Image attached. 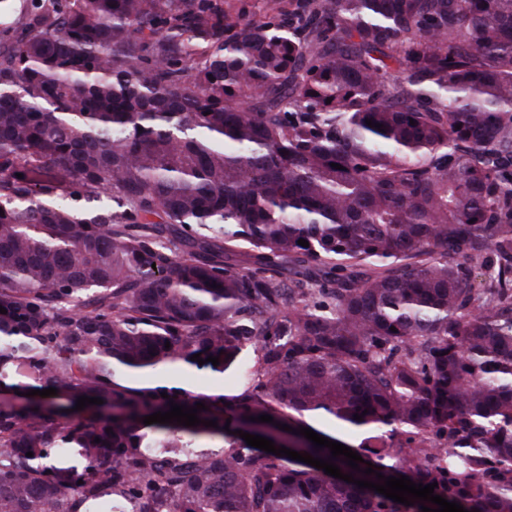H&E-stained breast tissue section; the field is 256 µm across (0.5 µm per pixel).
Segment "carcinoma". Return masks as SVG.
<instances>
[{"label":"carcinoma","instance_id":"carcinoma-1","mask_svg":"<svg viewBox=\"0 0 512 512\" xmlns=\"http://www.w3.org/2000/svg\"><path fill=\"white\" fill-rule=\"evenodd\" d=\"M22 2L0 21V392L57 394L0 401V512L437 508L235 434L331 457L263 414L361 433L360 471L333 459L356 479L512 512V0ZM256 345L228 402L122 383ZM172 401L218 427L143 424Z\"/></svg>","mask_w":512,"mask_h":512}]
</instances>
